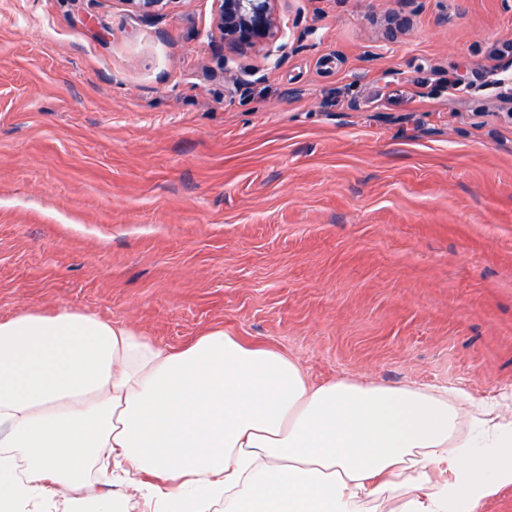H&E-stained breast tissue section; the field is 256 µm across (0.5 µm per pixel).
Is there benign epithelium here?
I'll return each mask as SVG.
<instances>
[{"instance_id": "7a95c632", "label": "benign epithelium", "mask_w": 512, "mask_h": 512, "mask_svg": "<svg viewBox=\"0 0 512 512\" xmlns=\"http://www.w3.org/2000/svg\"><path fill=\"white\" fill-rule=\"evenodd\" d=\"M142 16L162 12L175 0H127ZM277 0H214V26L232 52L264 50L280 33Z\"/></svg>"}]
</instances>
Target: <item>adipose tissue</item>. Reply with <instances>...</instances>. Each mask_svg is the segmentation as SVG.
Here are the masks:
<instances>
[{
	"label": "adipose tissue",
	"instance_id": "obj_1",
	"mask_svg": "<svg viewBox=\"0 0 512 512\" xmlns=\"http://www.w3.org/2000/svg\"><path fill=\"white\" fill-rule=\"evenodd\" d=\"M507 488L512 391L317 385L220 328L176 350L79 308L0 319V512H479Z\"/></svg>",
	"mask_w": 512,
	"mask_h": 512
}]
</instances>
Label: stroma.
<instances>
[{"label":"stroma","mask_w":512,"mask_h":512,"mask_svg":"<svg viewBox=\"0 0 512 512\" xmlns=\"http://www.w3.org/2000/svg\"><path fill=\"white\" fill-rule=\"evenodd\" d=\"M213 10L0 0V318L511 390L512 0H279L272 58Z\"/></svg>","instance_id":"obj_1"}]
</instances>
